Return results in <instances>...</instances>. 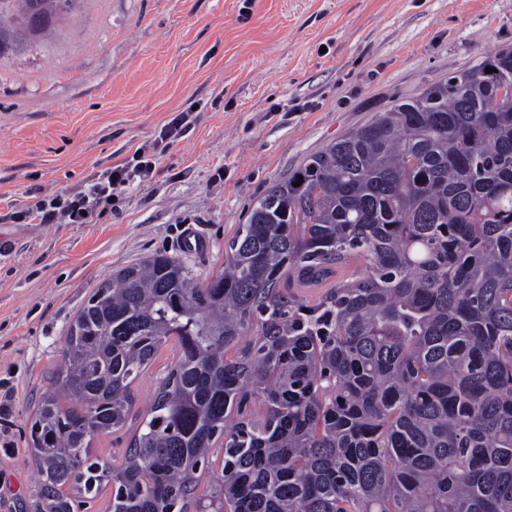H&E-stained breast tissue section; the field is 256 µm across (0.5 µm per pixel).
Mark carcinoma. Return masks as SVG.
Segmentation results:
<instances>
[{
    "mask_svg": "<svg viewBox=\"0 0 512 512\" xmlns=\"http://www.w3.org/2000/svg\"><path fill=\"white\" fill-rule=\"evenodd\" d=\"M70 2L0 0V26L44 32ZM357 257L314 306L280 291ZM172 341L132 449L91 460ZM29 447L35 512L104 482L112 512H512V49L309 156L253 204L224 270L158 252L101 282Z\"/></svg>",
    "mask_w": 512,
    "mask_h": 512,
    "instance_id": "cac0c4a2",
    "label": "carcinoma"
}]
</instances>
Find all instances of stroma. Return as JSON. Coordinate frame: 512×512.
Returning a JSON list of instances; mask_svg holds the SVG:
<instances>
[{
	"mask_svg": "<svg viewBox=\"0 0 512 512\" xmlns=\"http://www.w3.org/2000/svg\"><path fill=\"white\" fill-rule=\"evenodd\" d=\"M512 49V0H76L50 36L0 42V217L30 191L72 190L153 145L197 102L185 136L89 224L2 223L0 512L40 494L28 418L54 387L67 328L89 291L143 256L201 276L256 200L310 155L483 56ZM195 228L205 248L187 251ZM174 345L135 385L136 416L92 439L120 463Z\"/></svg>",
	"mask_w": 512,
	"mask_h": 512,
	"instance_id": "stroma-1",
	"label": "stroma"
}]
</instances>
